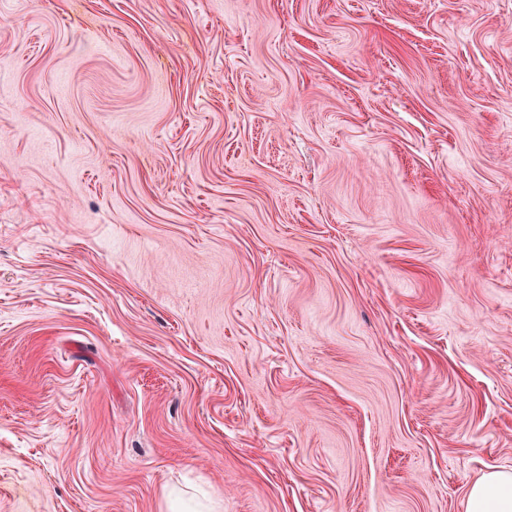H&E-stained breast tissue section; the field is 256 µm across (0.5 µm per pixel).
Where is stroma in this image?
<instances>
[{"mask_svg": "<svg viewBox=\"0 0 512 512\" xmlns=\"http://www.w3.org/2000/svg\"><path fill=\"white\" fill-rule=\"evenodd\" d=\"M512 469V0H0V512H465Z\"/></svg>", "mask_w": 512, "mask_h": 512, "instance_id": "stroma-1", "label": "stroma"}]
</instances>
